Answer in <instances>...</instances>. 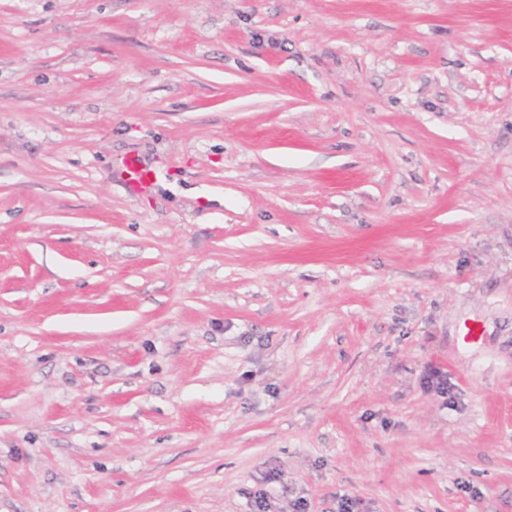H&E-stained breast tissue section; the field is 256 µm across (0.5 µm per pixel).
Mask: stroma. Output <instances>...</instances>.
Here are the masks:
<instances>
[{
    "instance_id": "35a3bbf8",
    "label": "stroma",
    "mask_w": 512,
    "mask_h": 512,
    "mask_svg": "<svg viewBox=\"0 0 512 512\" xmlns=\"http://www.w3.org/2000/svg\"><path fill=\"white\" fill-rule=\"evenodd\" d=\"M263 491L512 512V0H0V512ZM123 166L125 168L124 173L127 175L125 184L133 192L145 190L154 181V171L138 159H126Z\"/></svg>"
}]
</instances>
